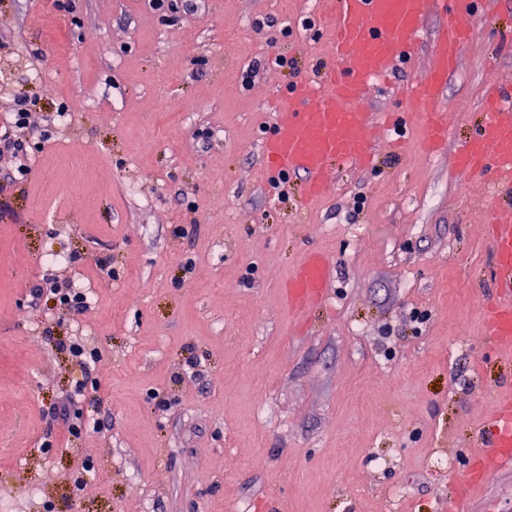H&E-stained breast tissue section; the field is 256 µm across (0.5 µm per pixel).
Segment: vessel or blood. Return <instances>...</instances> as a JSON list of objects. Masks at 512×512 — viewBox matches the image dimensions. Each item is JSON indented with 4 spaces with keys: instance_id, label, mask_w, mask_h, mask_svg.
Wrapping results in <instances>:
<instances>
[{
    "instance_id": "obj_1",
    "label": "vessel or blood",
    "mask_w": 512,
    "mask_h": 512,
    "mask_svg": "<svg viewBox=\"0 0 512 512\" xmlns=\"http://www.w3.org/2000/svg\"><path fill=\"white\" fill-rule=\"evenodd\" d=\"M484 0H328L331 63L316 79L301 75L286 94L270 103L271 132L260 142L270 176L299 174L313 201L328 190L334 164L368 169L375 142L399 126L415 122L434 152L448 139L440 105L463 51L474 39L472 18ZM439 23L427 30L428 13ZM427 46L434 64L403 87L408 112H368L363 108L373 84ZM481 121L457 149L458 175L487 179L492 203L487 214L494 292L483 307L486 334L495 353L512 360V87H485L478 102ZM334 265L323 253L306 256L288 282V301L303 311L320 302ZM481 471L512 469V393L497 396L483 428Z\"/></svg>"
}]
</instances>
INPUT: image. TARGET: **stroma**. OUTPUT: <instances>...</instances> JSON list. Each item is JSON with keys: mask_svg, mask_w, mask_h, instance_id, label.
<instances>
[{"mask_svg": "<svg viewBox=\"0 0 512 512\" xmlns=\"http://www.w3.org/2000/svg\"><path fill=\"white\" fill-rule=\"evenodd\" d=\"M321 2L0 0V116L34 104L10 130L31 177L5 181L0 157V512H448L512 383L481 315L491 198L452 171L482 87L512 82V0L472 20L440 153L408 127L306 203L259 143L268 99L327 59ZM432 63L420 50L366 110L409 111L393 89ZM311 249L335 272L300 315L282 287ZM52 278L84 283L91 307L33 301ZM76 337L102 352L79 399ZM65 407L112 422L72 438ZM465 512H512V471Z\"/></svg>", "mask_w": 512, "mask_h": 512, "instance_id": "35a3bbf8", "label": "stroma"}]
</instances>
